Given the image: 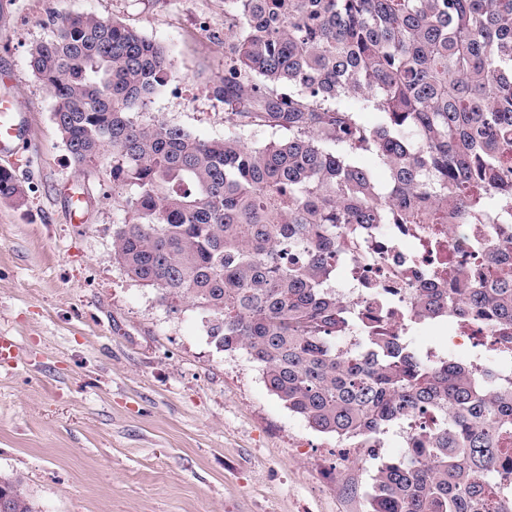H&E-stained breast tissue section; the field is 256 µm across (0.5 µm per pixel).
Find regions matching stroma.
I'll use <instances>...</instances> for the list:
<instances>
[{"mask_svg":"<svg viewBox=\"0 0 512 512\" xmlns=\"http://www.w3.org/2000/svg\"><path fill=\"white\" fill-rule=\"evenodd\" d=\"M55 13L114 19L168 49L172 76L140 122L202 140L232 126L211 93L224 0H0V93L31 141L0 158L24 189L22 204L0 201V333L20 346L0 367V472L23 474L40 512H366V449L310 428L245 352L216 348L199 311L170 312L113 260L131 191L111 158L73 164L28 64Z\"/></svg>","mask_w":512,"mask_h":512,"instance_id":"1","label":"stroma"}]
</instances>
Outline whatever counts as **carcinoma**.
Listing matches in <instances>:
<instances>
[{
    "mask_svg": "<svg viewBox=\"0 0 512 512\" xmlns=\"http://www.w3.org/2000/svg\"><path fill=\"white\" fill-rule=\"evenodd\" d=\"M224 80L234 130L201 140L133 113L172 75L165 47L116 20L55 15L29 67L55 100L73 163L112 155L129 187L112 257L176 313L206 315L227 353L244 350L267 389L339 442L379 440L433 413L402 453L377 460L367 512H512V385L480 350L427 356L403 330L366 325L336 295L350 238L366 224H452L482 283L414 291L405 324L448 315L512 326V0H224ZM378 112L364 123L342 106ZM254 127L286 136L245 141ZM373 155L379 181L358 162ZM24 190L0 168V200ZM355 333L341 350L338 340ZM0 512H38L18 473Z\"/></svg>",
    "mask_w": 512,
    "mask_h": 512,
    "instance_id": "carcinoma-1",
    "label": "carcinoma"
}]
</instances>
